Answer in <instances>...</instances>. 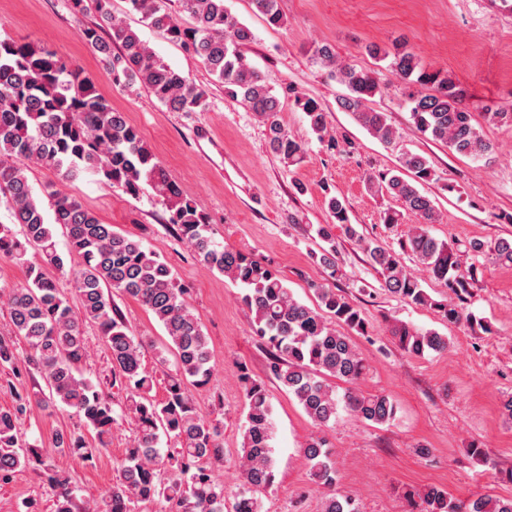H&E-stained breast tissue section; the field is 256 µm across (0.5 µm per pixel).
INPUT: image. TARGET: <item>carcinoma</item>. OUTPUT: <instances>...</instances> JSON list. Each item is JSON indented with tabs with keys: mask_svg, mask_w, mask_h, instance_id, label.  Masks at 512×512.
<instances>
[{
	"mask_svg": "<svg viewBox=\"0 0 512 512\" xmlns=\"http://www.w3.org/2000/svg\"><path fill=\"white\" fill-rule=\"evenodd\" d=\"M141 21L157 29L170 42L193 54L229 97L248 106L266 123L269 146L290 165L303 161L302 146L278 119L280 102L266 78L249 62L244 47L252 31L238 22L224 0H179L189 25L179 23L165 0H127ZM94 19L81 29L83 41L98 53L106 78L114 86H143L172 112H195L205 107V92L188 76L164 63L142 40L139 32L112 12V0H92ZM256 15L271 27L284 17L279 0H250ZM368 54L390 60L391 68L406 84L421 90L410 94V117L426 138L449 150L479 158L493 149L473 123L464 104V91L448 74L423 68L406 43L388 48L366 46ZM311 60L345 86L348 93L336 107L349 112L378 141L390 145L396 132L385 113L368 106L380 92L371 73L338 60L329 43H317ZM319 139L337 140L329 134L326 110L317 100L297 95ZM54 174L57 183L47 187L52 214L27 177L29 164ZM400 169L411 174L386 172L366 180L369 190L384 192L401 209L384 213V223L401 224L412 215L399 241V249L385 247L360 235L350 222L343 200L326 195L332 223L315 229L324 246L310 254L313 264L334 280L339 272L333 229L339 227L356 240L381 286L403 301L429 307L449 323L473 322L462 304L473 287L480 258L490 254L512 264V240L489 245L472 241L461 251L435 238L430 225L438 221L433 200L417 185L437 181L435 169L419 154L404 153ZM92 174L112 188L137 198L151 187L169 212V223L190 248L197 263L216 271L243 288L242 302L252 313L251 330L268 349V373L291 394L316 428L336 424L339 410L349 411L373 424L390 422L396 405L386 394H365L357 384L368 366L353 349L350 337L336 330L339 324L368 334L361 311L326 283L310 288L317 299L311 308L298 301L281 273L251 255L217 243L208 219L195 200L185 196L160 161L144 143L125 113L97 89L94 81L57 51L31 42L0 41V206L10 222L0 221V259L25 270L26 282L0 293L9 313V329L0 332V368L15 374L36 369L48 395L15 391L14 404L0 409V479L18 470L38 467L57 490L54 512H73L69 477L55 468L54 455L68 454L86 465L95 462L110 444L112 429L125 420L134 440L118 464L112 487L92 500L87 512H132L139 502L163 501L168 512H224L233 499L232 512H260L254 492L275 479L270 445L272 409L264 382L241 369L240 383L246 415L241 425L239 462L241 484L229 494L223 482L206 466L220 461L223 421L204 415L190 387L210 382L211 355L199 318L188 306L187 289L172 269L142 242L103 223L94 212L61 187ZM65 229L67 255L57 248V227ZM38 252L41 262L28 258ZM408 254L448 293L435 299L403 262ZM67 278L74 284L79 308L73 309L59 287ZM139 301L165 330L174 355L173 367L164 372L165 396H152L156 377L142 362L144 340L128 328L112 293ZM97 326L112 356L114 382L124 391L119 409L100 384L84 377L81 366L88 349L83 326ZM403 352L421 357L448 350V337L421 330L402 321L390 326ZM335 378L346 387L338 391L328 382ZM68 408L83 420L91 436L61 433L48 450L18 435L17 425L35 405ZM175 439L179 447L161 453L160 435ZM312 480L324 489L322 512H358L354 501L336 492L338 475L326 440L315 436L303 448ZM422 512H512V499L480 495L464 503L430 486L418 494Z\"/></svg>",
	"mask_w": 512,
	"mask_h": 512,
	"instance_id": "cac0c4a2",
	"label": "carcinoma"
}]
</instances>
